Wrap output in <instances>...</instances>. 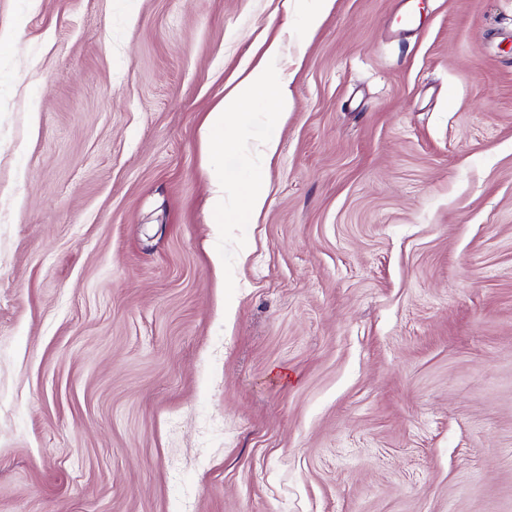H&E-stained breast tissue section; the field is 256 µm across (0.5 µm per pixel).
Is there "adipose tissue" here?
Here are the masks:
<instances>
[{"label": "adipose tissue", "mask_w": 512, "mask_h": 512, "mask_svg": "<svg viewBox=\"0 0 512 512\" xmlns=\"http://www.w3.org/2000/svg\"><path fill=\"white\" fill-rule=\"evenodd\" d=\"M280 47L281 40L277 37L263 42L258 60L244 64L234 80L227 84L223 99L207 113L201 126L203 143L213 158L209 177L211 208L216 223L224 221V169L221 161L225 150L238 142L232 133V118L248 97L260 94L269 95L273 104L272 118L285 117L292 108L294 75L274 66Z\"/></svg>", "instance_id": "obj_1"}]
</instances>
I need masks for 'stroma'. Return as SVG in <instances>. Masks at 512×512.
Segmentation results:
<instances>
[{"label": "stroma", "instance_id": "35a3bbf8", "mask_svg": "<svg viewBox=\"0 0 512 512\" xmlns=\"http://www.w3.org/2000/svg\"><path fill=\"white\" fill-rule=\"evenodd\" d=\"M417 8L0 0V512H512V0ZM281 36L277 35L270 42L264 41L260 46L262 50L256 62L249 60L239 70L232 82L225 86L224 99L219 101L206 115L201 126V136L208 153L213 157L209 170L211 184V208L215 217V224L224 221V167L220 159L224 157V150L235 146L240 138L232 134L233 126L230 124L234 115L245 105L249 96L260 94L270 99L273 104L270 116L274 119L288 116L293 105L292 83L298 67L289 70L276 69L274 61L280 53ZM272 94L268 95L267 91ZM242 198L240 216L249 220L259 217L266 205L267 189L263 178L258 173L255 172V175L244 186Z\"/></svg>", "mask_w": 512, "mask_h": 512}]
</instances>
